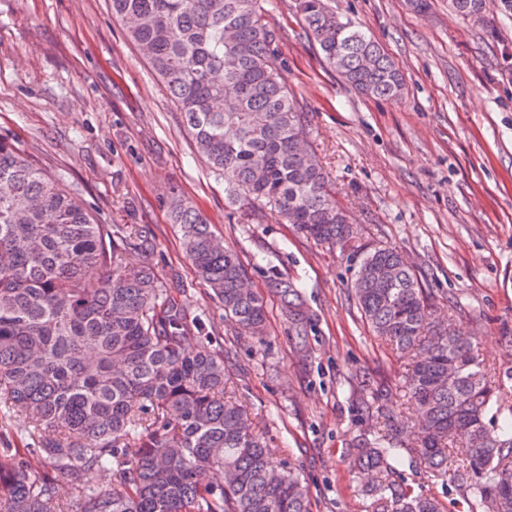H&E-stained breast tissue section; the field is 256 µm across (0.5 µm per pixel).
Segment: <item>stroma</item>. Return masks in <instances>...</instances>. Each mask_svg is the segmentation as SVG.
Returning a JSON list of instances; mask_svg holds the SVG:
<instances>
[{
    "label": "stroma",
    "mask_w": 512,
    "mask_h": 512,
    "mask_svg": "<svg viewBox=\"0 0 512 512\" xmlns=\"http://www.w3.org/2000/svg\"><path fill=\"white\" fill-rule=\"evenodd\" d=\"M379 41L399 65L396 100L347 88L319 59L294 0H262L278 34L274 60L308 112L320 162L363 237L410 259L425 288L469 334L480 321L482 356L512 368V21L496 39L448 12V0L417 11L407 0H328ZM0 135L49 174L77 186L106 224H132L156 244L152 261L184 308L205 311L234 355L233 391L295 467L311 512H365L347 450L368 419L356 406L355 373L371 383L400 377L409 361L374 338L347 293V262L291 226L229 212L224 180L197 156L181 114L126 40L108 0H0ZM178 189L236 251L249 281L299 278L314 314L311 355L299 358L276 301L263 340L233 333L198 283L164 199ZM405 482L438 496L449 512L468 505L452 485L406 462Z\"/></svg>",
    "instance_id": "obj_1"
}]
</instances>
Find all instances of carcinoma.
<instances>
[{
    "label": "carcinoma",
    "mask_w": 512,
    "mask_h": 512,
    "mask_svg": "<svg viewBox=\"0 0 512 512\" xmlns=\"http://www.w3.org/2000/svg\"><path fill=\"white\" fill-rule=\"evenodd\" d=\"M109 3L179 107L198 156L224 177L228 205L268 210L345 254L361 318L411 360L376 388L356 376L358 407L383 419L347 453L374 477L361 488L366 512H445L400 479L413 455L471 512H512V371L487 363L473 334L426 339L436 310L413 266L359 237L326 171L297 149L300 135L314 144L310 120L274 64L276 34L260 0ZM296 10L345 84L372 98L401 94L403 74L381 43L325 0H297ZM448 10L482 26L492 10L512 18V0H448ZM166 204L225 321L237 335L263 336L267 304L242 287L239 256L180 192ZM154 248L133 225L99 221L79 188L0 136V425L26 420L25 445L0 450V512H310L301 474L273 464L252 413L226 395L229 351L213 344L206 314L184 309L157 276ZM267 288L305 350L304 284L274 275ZM399 393L419 409L414 431L391 428L388 404ZM101 473L112 481L100 483ZM59 477L73 489L67 502L55 494Z\"/></svg>",
    "instance_id": "carcinoma-1"
}]
</instances>
